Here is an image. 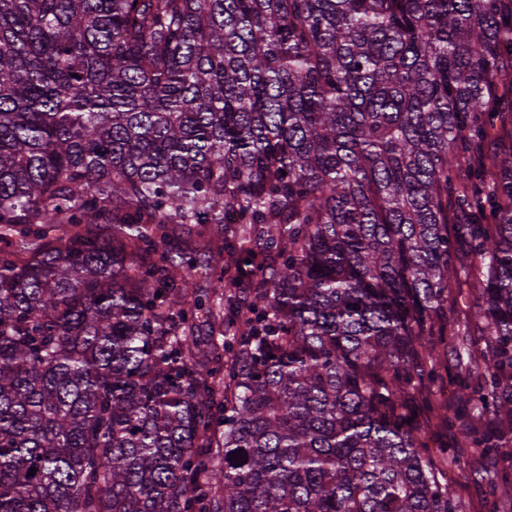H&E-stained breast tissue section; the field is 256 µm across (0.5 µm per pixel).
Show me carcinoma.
Wrapping results in <instances>:
<instances>
[{
    "label": "carcinoma",
    "mask_w": 512,
    "mask_h": 512,
    "mask_svg": "<svg viewBox=\"0 0 512 512\" xmlns=\"http://www.w3.org/2000/svg\"><path fill=\"white\" fill-rule=\"evenodd\" d=\"M511 443L512 0H0V512H512ZM493 460L476 448H464L459 452V463L448 468V481L454 486L462 503L463 512H486L483 507L488 486L471 478L473 470L492 471Z\"/></svg>",
    "instance_id": "cac0c4a2"
}]
</instances>
